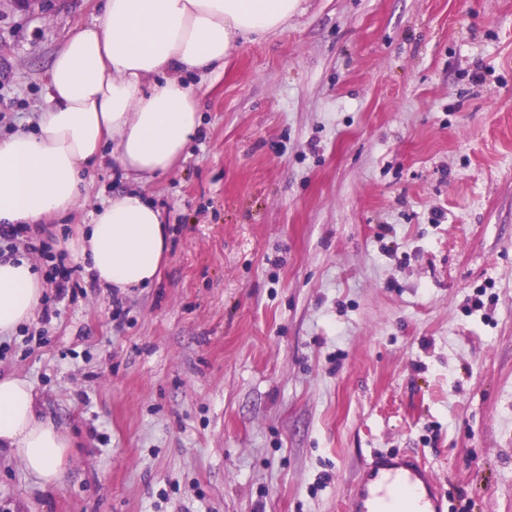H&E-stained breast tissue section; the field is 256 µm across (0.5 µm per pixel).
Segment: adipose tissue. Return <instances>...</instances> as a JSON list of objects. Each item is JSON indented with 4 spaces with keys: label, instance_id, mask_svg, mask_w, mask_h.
I'll use <instances>...</instances> for the list:
<instances>
[{
    "label": "adipose tissue",
    "instance_id": "adipose-tissue-1",
    "mask_svg": "<svg viewBox=\"0 0 512 512\" xmlns=\"http://www.w3.org/2000/svg\"><path fill=\"white\" fill-rule=\"evenodd\" d=\"M298 0H104L95 25L55 54L47 104L30 130L0 136V224L74 210L104 146L134 183L69 244L101 287H150L168 247L161 210L138 187L174 169L202 124L188 75L220 69L237 39L280 29ZM44 281L22 256L0 260V335L28 323ZM69 448L32 385L0 377V450L42 489L59 486Z\"/></svg>",
    "mask_w": 512,
    "mask_h": 512
}]
</instances>
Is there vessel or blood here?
I'll return each mask as SVG.
<instances>
[{
	"mask_svg": "<svg viewBox=\"0 0 512 512\" xmlns=\"http://www.w3.org/2000/svg\"><path fill=\"white\" fill-rule=\"evenodd\" d=\"M407 494L412 512H448V500L433 474L416 457L396 452L375 457L350 496L347 512H384L398 493Z\"/></svg>",
	"mask_w": 512,
	"mask_h": 512,
	"instance_id": "1",
	"label": "vessel or blood"
}]
</instances>
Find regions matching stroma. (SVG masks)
<instances>
[{
	"label": "stroma",
	"instance_id": "stroma-1",
	"mask_svg": "<svg viewBox=\"0 0 512 512\" xmlns=\"http://www.w3.org/2000/svg\"><path fill=\"white\" fill-rule=\"evenodd\" d=\"M101 0H0V134L46 103ZM202 126L144 184L169 251L148 288L1 337L70 448L12 512H346L417 452L448 512H512V0H299L195 75ZM133 183L103 154L43 225L62 251Z\"/></svg>",
	"mask_w": 512,
	"mask_h": 512
}]
</instances>
